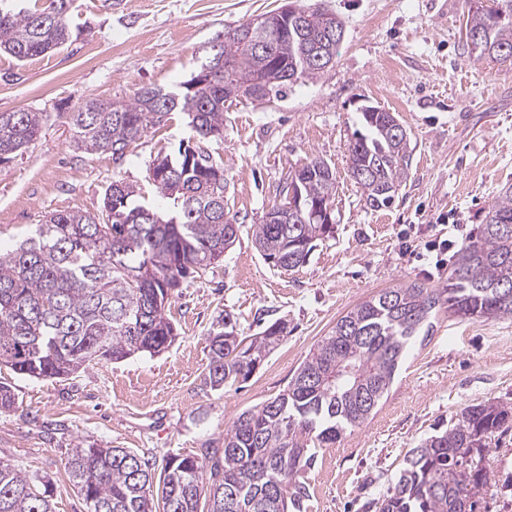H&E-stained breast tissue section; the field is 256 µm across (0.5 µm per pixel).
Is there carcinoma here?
Wrapping results in <instances>:
<instances>
[{"instance_id": "cac0c4a2", "label": "carcinoma", "mask_w": 512, "mask_h": 512, "mask_svg": "<svg viewBox=\"0 0 512 512\" xmlns=\"http://www.w3.org/2000/svg\"><path fill=\"white\" fill-rule=\"evenodd\" d=\"M15 9L0 0V52L18 61L42 56L71 37L72 0ZM465 38L475 59L512 62V0H467ZM301 27L280 32L248 23L224 27L218 51L208 53L193 76L220 57L232 74L190 90L141 86L126 101L89 99L70 112L73 147L83 153L125 158L146 130L173 113L189 118L197 153L178 146L159 154L148 179L168 200L160 212L139 200L137 187L114 181L102 208L91 213L54 210L34 233L0 253V366L32 378L67 379L92 362L155 354L174 340L165 307L184 281L220 261L234 219L224 214L227 183L205 143L224 134V103L248 97L242 79L279 70L288 80L275 92L330 70L314 43L337 56L345 26L318 4L301 5ZM43 113L0 112V165L23 155L40 136ZM362 129L348 144L349 176L373 209L389 206L407 178L408 135L391 126L389 111L365 106ZM303 199L333 205L336 175L318 157L301 165ZM512 187L500 191L484 222L462 243L448 287L412 281L382 290L341 316L310 350L287 388L241 412L224 433V447L199 458L174 455L161 470L125 448L71 449L69 477L87 512H305V474L315 463L308 443L332 444L347 428L364 424L377 409L405 360L407 346L443 307L469 319L512 317ZM327 225L257 224L252 236L263 255L293 270L306 262ZM275 322L257 336L233 325L210 339L208 379L213 386L244 382L285 337ZM512 429V406L465 408L442 433L412 449L377 512H479L480 496L495 482L486 455L492 437ZM0 512H53L50 482L0 460Z\"/></svg>"}]
</instances>
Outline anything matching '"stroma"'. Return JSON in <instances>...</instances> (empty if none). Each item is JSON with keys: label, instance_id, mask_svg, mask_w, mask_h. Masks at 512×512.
<instances>
[{"label": "stroma", "instance_id": "35a3bbf8", "mask_svg": "<svg viewBox=\"0 0 512 512\" xmlns=\"http://www.w3.org/2000/svg\"><path fill=\"white\" fill-rule=\"evenodd\" d=\"M345 25L333 67L286 89L273 104L224 107V136L207 148L224 169V207L238 241L201 278L173 294L177 336L164 351L99 362L59 382L0 369L13 409L0 410V460L49 475L54 512H85L65 468L71 448H124L163 463L224 445L244 410L274 399L337 320L378 291L412 280L448 285L434 244H462L503 187L512 185V65L470 58L465 0H317ZM283 0H73L72 37L23 62L0 54V112L37 109L41 138L0 167V251L31 234L45 212L98 211L108 186L147 182L158 153L190 129L183 114L148 128L126 157L72 146L70 110L89 98L123 100L143 85L190 79L225 26ZM397 113L410 140L408 177L393 203L374 210L348 175V143L362 106ZM320 157L336 171V222L305 264L273 267L252 232L290 172ZM252 336L273 322L287 336L246 382L208 380L210 338L225 322ZM512 403V319H464L440 311L377 412L317 448L306 473L307 512H375L421 440L470 405ZM496 484L487 512H512V432L487 453Z\"/></svg>", "mask_w": 512, "mask_h": 512}]
</instances>
